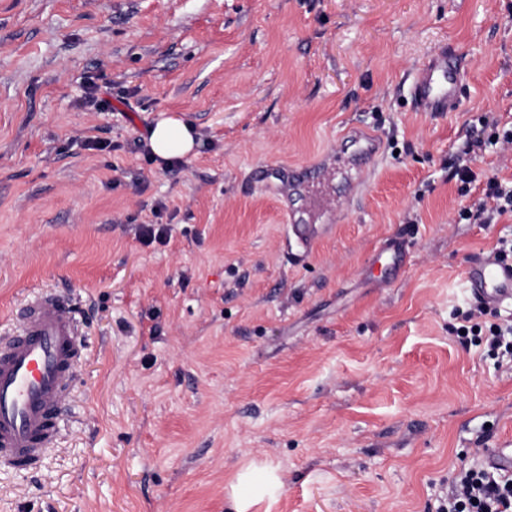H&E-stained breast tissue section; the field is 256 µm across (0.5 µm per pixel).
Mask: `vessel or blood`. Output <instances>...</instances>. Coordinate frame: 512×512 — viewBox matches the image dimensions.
I'll return each instance as SVG.
<instances>
[{
	"label": "vessel or blood",
	"mask_w": 512,
	"mask_h": 512,
	"mask_svg": "<svg viewBox=\"0 0 512 512\" xmlns=\"http://www.w3.org/2000/svg\"><path fill=\"white\" fill-rule=\"evenodd\" d=\"M462 58L441 52L420 66L409 94L414 110L451 112L460 102ZM356 150L351 156L332 152L313 169L286 170L281 191L297 196L302 205L289 212L294 237L310 244L318 225L336 218L337 178L361 169L379 150L371 133L350 131ZM464 283L472 298L484 305L512 301V260L483 257L470 263ZM81 343L70 304L43 294L27 306L17 336L0 345V458L24 467L53 443L59 427L58 410L76 372V351ZM486 463L512 473V439L501 441L487 454Z\"/></svg>",
	"instance_id": "1"
}]
</instances>
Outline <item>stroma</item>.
Here are the masks:
<instances>
[{
	"instance_id": "35a3bbf8",
	"label": "stroma",
	"mask_w": 512,
	"mask_h": 512,
	"mask_svg": "<svg viewBox=\"0 0 512 512\" xmlns=\"http://www.w3.org/2000/svg\"><path fill=\"white\" fill-rule=\"evenodd\" d=\"M447 45L460 105L415 111ZM93 74L131 110L82 107ZM163 114L201 139L170 172L134 145ZM480 116L512 123V0H0V337L51 291L85 346L0 512H236L246 470L276 476L247 512H435L512 438V366L450 332L465 267L512 242L510 216L458 219L512 179L510 147L452 177ZM354 128L380 151L302 247L276 174Z\"/></svg>"
}]
</instances>
